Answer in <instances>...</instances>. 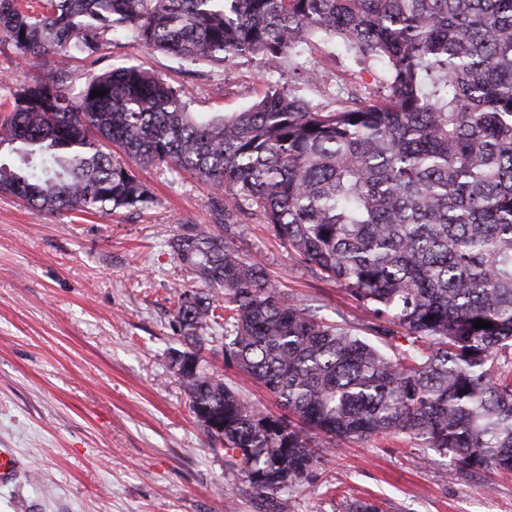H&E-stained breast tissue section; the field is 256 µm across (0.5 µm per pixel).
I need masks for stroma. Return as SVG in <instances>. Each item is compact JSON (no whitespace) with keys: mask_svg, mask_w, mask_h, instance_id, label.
<instances>
[{"mask_svg":"<svg viewBox=\"0 0 512 512\" xmlns=\"http://www.w3.org/2000/svg\"><path fill=\"white\" fill-rule=\"evenodd\" d=\"M304 57L328 81L357 66L316 39ZM136 65L183 86L202 116L259 101L269 76L257 60L191 63L106 35L96 70ZM144 211L53 217L0 196V448L22 469L0 483V512H272L189 409L169 359L179 346L172 288L189 281L169 247L182 224L211 223L208 188L189 174L148 170ZM226 241L257 256L299 303L342 324L373 315L333 281L300 267L269 226L233 225ZM290 512H512V473L461 479L455 462L408 438L348 444L284 493Z\"/></svg>","mask_w":512,"mask_h":512,"instance_id":"obj_1","label":"stroma"}]
</instances>
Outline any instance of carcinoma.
Wrapping results in <instances>:
<instances>
[{
	"label": "carcinoma",
	"instance_id": "cac0c4a2",
	"mask_svg": "<svg viewBox=\"0 0 512 512\" xmlns=\"http://www.w3.org/2000/svg\"><path fill=\"white\" fill-rule=\"evenodd\" d=\"M109 33L192 62L258 59L272 77L286 64L316 87L303 51L318 36L379 69L328 102L272 80L247 110L204 118L135 65L89 72L73 93L70 60ZM6 44L53 65L0 118V154L18 158L0 160L1 196L60 216L145 210L155 196L135 168L187 172L212 192L215 223L262 218L374 313L359 332L317 314L209 225L171 240L207 292L174 291L170 361L212 447L257 493L371 437L405 436L465 477L512 471V0H0ZM219 330L224 361L278 413L208 371Z\"/></svg>",
	"mask_w": 512,
	"mask_h": 512
}]
</instances>
